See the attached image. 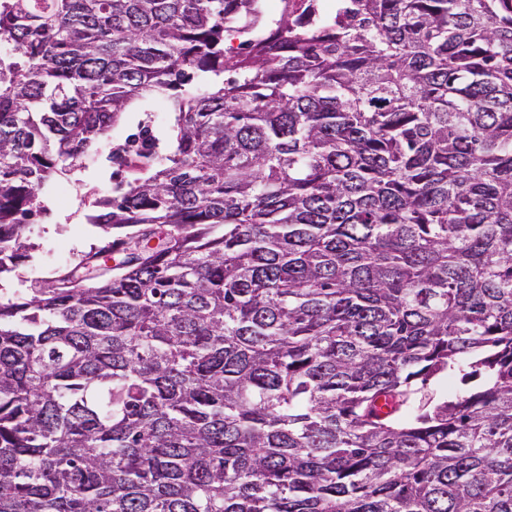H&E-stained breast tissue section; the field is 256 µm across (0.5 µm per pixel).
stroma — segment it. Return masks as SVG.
<instances>
[{
	"label": "stroma",
	"instance_id": "stroma-1",
	"mask_svg": "<svg viewBox=\"0 0 512 512\" xmlns=\"http://www.w3.org/2000/svg\"><path fill=\"white\" fill-rule=\"evenodd\" d=\"M155 106L152 99L133 102L114 126L113 136L92 145L77 171L45 186L48 212L30 223L29 239L34 248L20 267L18 279L11 281V289L22 290L50 281L59 272L77 264L84 254L105 246L101 230L86 221L88 204L94 194L111 192L120 181L108 159L116 144V134L137 133Z\"/></svg>",
	"mask_w": 512,
	"mask_h": 512
}]
</instances>
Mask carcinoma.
<instances>
[{"instance_id":"carcinoma-1","label":"carcinoma","mask_w":512,"mask_h":512,"mask_svg":"<svg viewBox=\"0 0 512 512\" xmlns=\"http://www.w3.org/2000/svg\"><path fill=\"white\" fill-rule=\"evenodd\" d=\"M335 2L0 0V283L176 132L0 296V512H512V0ZM157 102L156 99L133 102L109 137L88 149L81 168L45 186L48 213L30 222L28 235L35 248L19 268V280L14 278L9 282V288L24 290L31 284L50 281L59 272L77 264L84 254L107 244L108 239L101 230L94 224H87L88 202L93 200L94 193L113 191L121 179L120 175L112 174L116 169L107 158L111 147L118 144L115 136L138 133V126L146 124ZM154 112L159 117L165 108L159 105ZM57 191L62 193V200L56 199Z\"/></svg>"}]
</instances>
